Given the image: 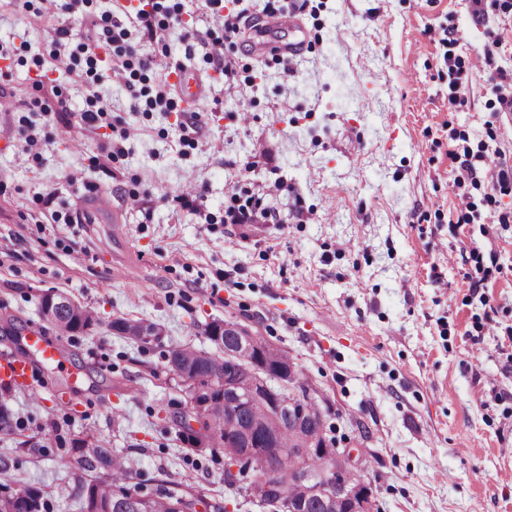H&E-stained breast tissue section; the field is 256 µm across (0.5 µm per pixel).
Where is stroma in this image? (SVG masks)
I'll use <instances>...</instances> for the list:
<instances>
[{
	"label": "stroma",
	"mask_w": 512,
	"mask_h": 512,
	"mask_svg": "<svg viewBox=\"0 0 512 512\" xmlns=\"http://www.w3.org/2000/svg\"><path fill=\"white\" fill-rule=\"evenodd\" d=\"M73 3L0 0V368L31 332L61 352L11 392L23 427L0 433L18 461L0 482L79 512L62 459L99 439L145 478L265 512L179 436L165 354L211 349L223 319L305 374L377 512H512V0ZM107 11L125 38L59 43ZM288 11L298 56L278 53L284 28L224 37ZM183 64L206 84L190 106L168 77ZM243 205L253 222L231 223ZM46 294L94 324L58 331ZM118 318L160 341L117 336ZM143 326L146 327L147 331H151L157 325L152 322L146 323L140 320H129L124 318L115 319L112 321L110 325L112 330L115 331L118 335L138 344H151L152 342L160 338L161 333H158V336H141L138 334H132L133 328H142Z\"/></svg>",
	"instance_id": "1"
}]
</instances>
